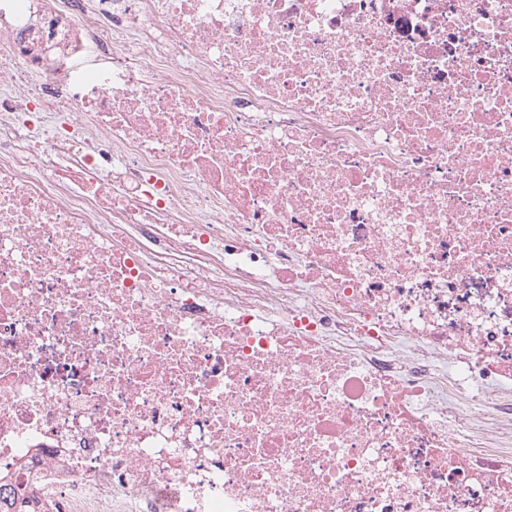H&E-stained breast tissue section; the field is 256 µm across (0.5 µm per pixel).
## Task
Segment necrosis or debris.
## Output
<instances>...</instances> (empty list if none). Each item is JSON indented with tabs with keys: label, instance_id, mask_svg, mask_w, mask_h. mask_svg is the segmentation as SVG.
I'll list each match as a JSON object with an SVG mask.
<instances>
[{
	"label": "necrosis or debris",
	"instance_id": "obj_1",
	"mask_svg": "<svg viewBox=\"0 0 512 512\" xmlns=\"http://www.w3.org/2000/svg\"><path fill=\"white\" fill-rule=\"evenodd\" d=\"M5 512H512V0H0Z\"/></svg>",
	"mask_w": 512,
	"mask_h": 512
}]
</instances>
